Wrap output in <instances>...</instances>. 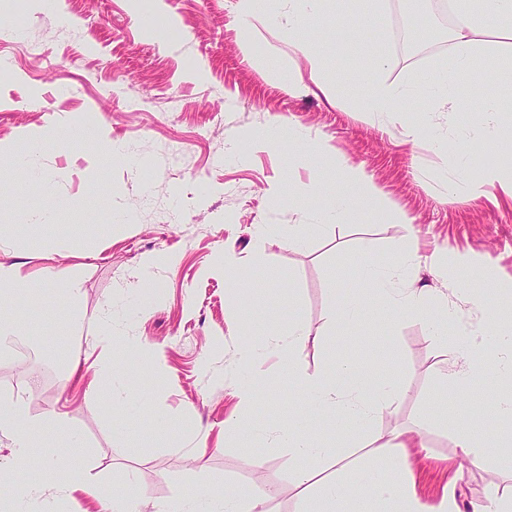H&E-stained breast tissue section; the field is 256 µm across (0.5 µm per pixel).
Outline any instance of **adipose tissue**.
Here are the masks:
<instances>
[{
  "label": "adipose tissue",
  "mask_w": 512,
  "mask_h": 512,
  "mask_svg": "<svg viewBox=\"0 0 512 512\" xmlns=\"http://www.w3.org/2000/svg\"><path fill=\"white\" fill-rule=\"evenodd\" d=\"M314 2L288 0L293 10V22L288 29V51L305 60V69L286 74L274 66L269 69L273 78H287L292 88L306 84L319 89L324 86V60L312 49L306 34L309 9ZM461 2L449 0L454 28L453 55L448 64L426 72L421 80L410 85L375 81L359 101L361 111L390 126L400 123L406 103L413 98L440 103L450 112L462 110L463 104L457 95L459 81L479 67H488L484 32L503 19L512 20V0H481L484 20L480 23L461 9ZM488 69L494 82L502 74L512 75V54ZM472 109L479 117L474 127L475 135L494 149L511 154L512 132L503 125L497 107L482 101L473 104ZM334 163L348 192L337 197L331 213L333 220L347 222L360 208L388 210L389 204L383 193L362 167L349 164L340 156ZM360 274L390 314L428 317L424 303L430 286L421 277V264L415 251H408L389 262H366L361 266ZM32 286L29 277L18 268L0 265L1 338L17 333L21 314L13 310L12 305L23 299ZM491 331L503 353L497 362L482 357L469 342L467 330L458 329L448 348L456 368L443 381L442 391L436 399L438 406L448 407L457 389L478 388L488 377L512 378V317H492ZM295 380L309 402L331 414L337 425H351L364 432L370 431L380 412L397 405L401 396L399 389L390 384L370 387L366 378L355 375L343 360L332 361L323 374L299 373ZM0 433L11 434L16 440L13 469H0L1 501L11 504L39 497L38 488L17 476L19 470L31 464L45 472L59 471L60 476L54 482L57 498H65L70 491L84 485L85 475L77 465L62 469L53 457L34 453L35 448L43 447L48 435L68 436L69 429L63 420L31 417L21 400L11 398L0 402ZM280 440L282 447L305 462L295 473V484L304 497L313 501L311 512H365L369 504L373 505L374 512H425L419 498L406 483L413 440L405 432H398L385 443L374 446L359 462L352 460L350 452L320 446L319 436L308 433L299 425L282 429ZM186 512H265V509L263 498L243 489L207 486L188 498Z\"/></svg>",
  "instance_id": "adipose-tissue-1"
}]
</instances>
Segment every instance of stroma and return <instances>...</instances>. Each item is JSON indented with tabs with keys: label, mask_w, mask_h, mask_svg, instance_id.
Wrapping results in <instances>:
<instances>
[{
	"label": "stroma",
	"mask_w": 512,
	"mask_h": 512,
	"mask_svg": "<svg viewBox=\"0 0 512 512\" xmlns=\"http://www.w3.org/2000/svg\"><path fill=\"white\" fill-rule=\"evenodd\" d=\"M403 4L382 0V18L368 31L353 19L370 0H321L308 39L324 59L326 93L340 83L363 91L378 79L409 83L448 62L451 17L437 6L426 23ZM60 13L68 23L57 22ZM0 25L17 30L0 36V264L35 281L18 336L0 342V397L22 398L34 417L65 412L86 471L85 487L64 500L45 494L30 512H107L128 484L175 512L202 486L260 483L273 492L269 512H305L287 449L265 434L236 447L224 426L266 432L300 422L319 429L327 447L352 441L350 430L310 412L289 375L293 367L322 374L338 357L370 385L402 387L400 405L380 413L372 432H419L429 450L413 469L423 504L436 507L448 487L464 510L512 493L500 424L482 438L493 459L459 465L455 427L433 404L446 344L421 319L378 311L358 274L363 259H394L410 242L424 259L438 248L482 260L500 289L450 265L432 280L428 309L455 305L483 354L496 355L487 320L512 304V198L498 188L470 197L448 160L467 156L475 179L487 166H512V155L474 138L475 113L426 112L413 101L404 124L388 130L350 97L333 107L326 94L289 89L258 64L299 65L288 56L283 7L275 21L255 19L246 30L238 0H58L52 11L0 0ZM366 46L389 60L368 76L359 66ZM276 118L291 120L304 150L251 146ZM420 119L438 130L440 145L405 143L407 125ZM32 138L41 141L40 191L14 169L13 149ZM112 142L131 162L112 158ZM320 152L363 165L390 214L365 211L322 228L321 210L345 186L317 161ZM162 251L176 257L174 267L150 266ZM58 268L69 282L54 278ZM237 275L252 294L240 291ZM68 284L80 297L64 309L57 296ZM349 294L363 298L366 322L326 331L333 299ZM292 311L309 332L295 363L268 348L257 363L238 364L241 342L287 324ZM22 349L24 371L16 367ZM73 368L79 375L68 385H32L43 372ZM240 382L277 396L276 406L264 416L242 409Z\"/></svg>",
	"instance_id": "35a3bbf8"
}]
</instances>
